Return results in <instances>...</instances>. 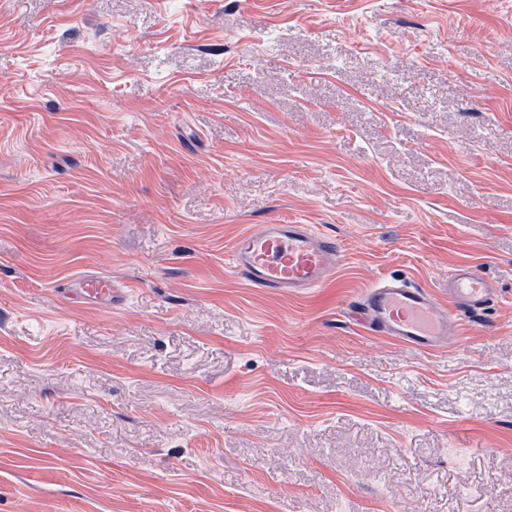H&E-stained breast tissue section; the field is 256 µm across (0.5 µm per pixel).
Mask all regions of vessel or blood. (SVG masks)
<instances>
[{
	"mask_svg": "<svg viewBox=\"0 0 512 512\" xmlns=\"http://www.w3.org/2000/svg\"><path fill=\"white\" fill-rule=\"evenodd\" d=\"M335 237L308 224H259L235 241L229 260L249 286L282 296H299L326 285L342 262ZM76 296L108 305L112 280L104 275L77 279ZM495 289L469 265H458L448 276V301L437 302L426 288L399 279L366 288L349 307L350 316L376 335L411 347L433 350L456 327L457 313H477L492 302Z\"/></svg>",
	"mask_w": 512,
	"mask_h": 512,
	"instance_id": "1",
	"label": "vessel or blood"
}]
</instances>
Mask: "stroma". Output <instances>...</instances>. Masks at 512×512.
Here are the masks:
<instances>
[{
    "instance_id": "35a3bbf8",
    "label": "stroma",
    "mask_w": 512,
    "mask_h": 512,
    "mask_svg": "<svg viewBox=\"0 0 512 512\" xmlns=\"http://www.w3.org/2000/svg\"><path fill=\"white\" fill-rule=\"evenodd\" d=\"M463 263L439 349L347 313ZM0 512H512V0H0ZM343 251L335 237L310 224H258L235 241L234 272L250 287L282 296L322 288L336 274ZM73 294L98 304L112 303V279L104 275H90L76 280Z\"/></svg>"
}]
</instances>
